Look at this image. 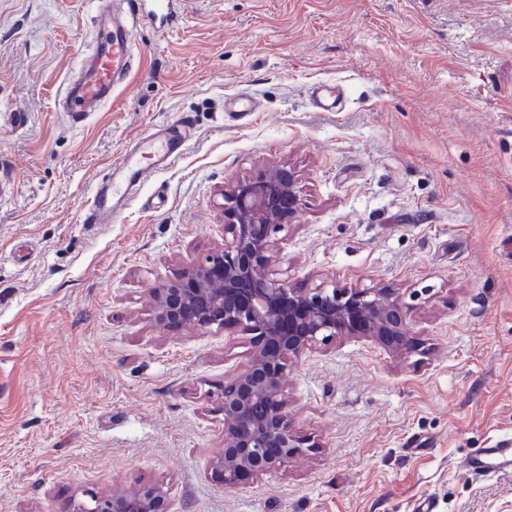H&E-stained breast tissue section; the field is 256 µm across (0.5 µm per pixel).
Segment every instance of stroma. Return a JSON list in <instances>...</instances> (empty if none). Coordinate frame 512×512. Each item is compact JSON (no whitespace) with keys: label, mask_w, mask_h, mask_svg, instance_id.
I'll list each match as a JSON object with an SVG mask.
<instances>
[{"label":"stroma","mask_w":512,"mask_h":512,"mask_svg":"<svg viewBox=\"0 0 512 512\" xmlns=\"http://www.w3.org/2000/svg\"><path fill=\"white\" fill-rule=\"evenodd\" d=\"M96 0H0V512L157 484L170 512H512V0H178L111 105L60 89ZM335 109L314 103L316 89ZM188 143L109 224L81 216L150 129ZM278 165L295 285L391 288L423 350L336 338L293 360L314 447L224 488L219 393L247 337L169 330L151 290L224 242V186ZM495 467L512 468V448H480L468 458V468L476 473Z\"/></svg>","instance_id":"stroma-1"}]
</instances>
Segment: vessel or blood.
Instances as JSON below:
<instances>
[{
	"mask_svg": "<svg viewBox=\"0 0 512 512\" xmlns=\"http://www.w3.org/2000/svg\"><path fill=\"white\" fill-rule=\"evenodd\" d=\"M132 24L115 28L104 24L95 34L92 62L82 69L78 80H67L61 90L62 116L68 124L82 122L86 113L100 110L116 95V75L130 69L138 53L134 27L146 20L139 8L131 10ZM186 139L185 123L165 126L144 138L146 152L123 157L118 167L123 173L122 182L100 188L92 194L83 214L87 224H108L117 212L127 208L134 187L148 177L168 168L172 158L181 150ZM468 467L483 473L489 469L512 468V448H481L468 458Z\"/></svg>",
	"mask_w": 512,
	"mask_h": 512,
	"instance_id": "vessel-or-blood-1",
	"label": "vessel or blood"
}]
</instances>
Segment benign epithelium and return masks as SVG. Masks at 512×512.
<instances>
[{
    "mask_svg": "<svg viewBox=\"0 0 512 512\" xmlns=\"http://www.w3.org/2000/svg\"><path fill=\"white\" fill-rule=\"evenodd\" d=\"M298 175L279 166L224 188V245L151 289L154 318L170 329L216 328L250 337L245 370L221 390L224 448L213 471L224 488L285 466L316 443L290 425L285 373L292 360L347 337L412 355L422 350L409 308L386 288H297L276 276L273 235L300 209ZM74 512H168L166 493L145 486L91 496Z\"/></svg>",
    "mask_w": 512,
    "mask_h": 512,
    "instance_id": "benign-epithelium-1",
    "label": "benign epithelium"
}]
</instances>
